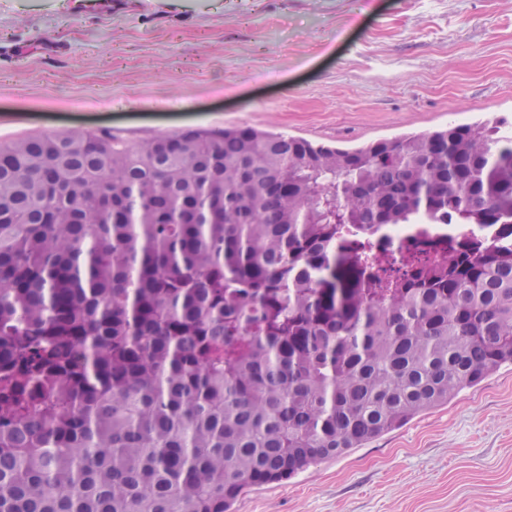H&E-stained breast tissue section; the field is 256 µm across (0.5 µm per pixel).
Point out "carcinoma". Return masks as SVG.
<instances>
[{"label": "carcinoma", "instance_id": "obj_1", "mask_svg": "<svg viewBox=\"0 0 512 512\" xmlns=\"http://www.w3.org/2000/svg\"><path fill=\"white\" fill-rule=\"evenodd\" d=\"M418 215L512 225V136L0 142V512H232L512 363V241L348 240Z\"/></svg>", "mask_w": 512, "mask_h": 512}]
</instances>
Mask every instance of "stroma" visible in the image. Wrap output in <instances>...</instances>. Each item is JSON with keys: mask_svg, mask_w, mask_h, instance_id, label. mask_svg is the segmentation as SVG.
I'll return each mask as SVG.
<instances>
[{"mask_svg": "<svg viewBox=\"0 0 512 512\" xmlns=\"http://www.w3.org/2000/svg\"><path fill=\"white\" fill-rule=\"evenodd\" d=\"M485 113L512 132V0H0L5 140L228 127L355 148ZM232 512H512V364Z\"/></svg>", "mask_w": 512, "mask_h": 512, "instance_id": "35a3bbf8", "label": "stroma"}]
</instances>
